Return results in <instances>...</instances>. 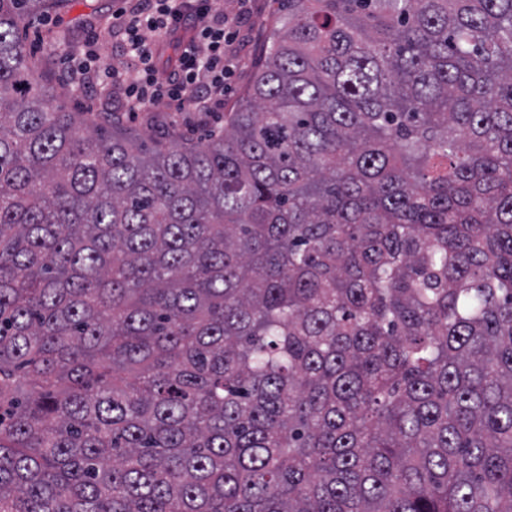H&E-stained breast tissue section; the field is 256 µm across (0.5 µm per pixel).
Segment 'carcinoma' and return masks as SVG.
I'll use <instances>...</instances> for the list:
<instances>
[{
  "mask_svg": "<svg viewBox=\"0 0 512 512\" xmlns=\"http://www.w3.org/2000/svg\"><path fill=\"white\" fill-rule=\"evenodd\" d=\"M63 2L0 0V512H512V0H280L154 149Z\"/></svg>",
  "mask_w": 512,
  "mask_h": 512,
  "instance_id": "carcinoma-1",
  "label": "carcinoma"
}]
</instances>
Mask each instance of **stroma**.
Segmentation results:
<instances>
[{
    "mask_svg": "<svg viewBox=\"0 0 512 512\" xmlns=\"http://www.w3.org/2000/svg\"><path fill=\"white\" fill-rule=\"evenodd\" d=\"M118 0H68L65 9L50 19L36 17L24 29L23 36L33 55L44 62V77L50 81L58 98L68 100L71 107L98 118L111 112L119 116L128 132L155 142H167L173 137L197 139L210 130L221 128L224 115L232 111L249 91L254 74L261 64L271 35L279 28L277 0H251L248 35L241 48V57L224 85V108L210 114L171 112L165 103H158L144 112H128L123 108L122 89L85 99L76 93L80 78L72 73L74 58L80 57L89 33L98 36L97 52L102 63L122 65L121 38L112 28V14Z\"/></svg>",
    "mask_w": 512,
    "mask_h": 512,
    "instance_id": "35a3bbf8",
    "label": "stroma"
}]
</instances>
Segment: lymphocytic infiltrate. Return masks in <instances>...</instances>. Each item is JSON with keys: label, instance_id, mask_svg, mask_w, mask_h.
Returning a JSON list of instances; mask_svg holds the SVG:
<instances>
[{"label": "lymphocytic infiltrate", "instance_id": "obj_1", "mask_svg": "<svg viewBox=\"0 0 512 512\" xmlns=\"http://www.w3.org/2000/svg\"><path fill=\"white\" fill-rule=\"evenodd\" d=\"M115 17L120 22L126 56L135 62L133 74L122 78L112 66H100L96 38H88L76 71L105 83L124 79L129 111L150 109L165 101L180 111L213 112L224 102V79L236 51L234 35L247 21L246 11L215 15L212 0H124ZM189 33L180 44L177 63L167 74L154 64L156 38L177 32Z\"/></svg>", "mask_w": 512, "mask_h": 512}]
</instances>
